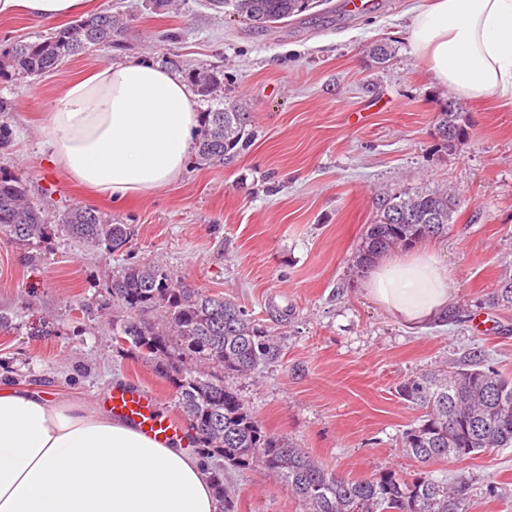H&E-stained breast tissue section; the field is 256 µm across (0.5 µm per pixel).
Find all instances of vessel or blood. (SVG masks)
I'll return each instance as SVG.
<instances>
[{
  "label": "vessel or blood",
  "mask_w": 512,
  "mask_h": 512,
  "mask_svg": "<svg viewBox=\"0 0 512 512\" xmlns=\"http://www.w3.org/2000/svg\"><path fill=\"white\" fill-rule=\"evenodd\" d=\"M113 415L135 425L145 434L161 441L180 436L182 424L162 415L152 394L133 388H116L108 397Z\"/></svg>",
  "instance_id": "vessel-or-blood-1"
}]
</instances>
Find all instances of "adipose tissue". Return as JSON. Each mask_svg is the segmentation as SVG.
<instances>
[{
  "instance_id": "adipose-tissue-1",
  "label": "adipose tissue",
  "mask_w": 512,
  "mask_h": 512,
  "mask_svg": "<svg viewBox=\"0 0 512 512\" xmlns=\"http://www.w3.org/2000/svg\"><path fill=\"white\" fill-rule=\"evenodd\" d=\"M87 0H0V16L41 25ZM406 28L432 80L472 100L512 102V0H418ZM196 95L177 72L110 62L71 80L37 129L51 165L121 201L176 182L194 154ZM367 296L412 327L443 315L448 267L431 249L392 257ZM0 512H219L209 465L183 441L163 442L80 399L63 400L0 374Z\"/></svg>"
}]
</instances>
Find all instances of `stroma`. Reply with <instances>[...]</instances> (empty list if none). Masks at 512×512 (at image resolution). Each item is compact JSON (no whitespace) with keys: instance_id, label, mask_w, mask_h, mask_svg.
<instances>
[{"instance_id":"35a3bbf8","label":"stroma","mask_w":512,"mask_h":512,"mask_svg":"<svg viewBox=\"0 0 512 512\" xmlns=\"http://www.w3.org/2000/svg\"><path fill=\"white\" fill-rule=\"evenodd\" d=\"M410 0L345 15L339 0L267 30L206 0L152 12L145 0H91V12L122 14L114 45L56 71L0 78V170L23 177L32 200L54 214L90 205L131 225L122 250L84 252L60 238L20 247L0 238V370L23 385L94 401L113 377L153 394L180 418L174 390L151 364L108 340L106 276L126 263L166 269L174 280L230 296L284 336L282 355L232 385L262 425L288 436L333 473L360 478L416 470L401 434L418 413L396 388L463 363L481 349L512 375V310L487 297L512 266V106L468 102L432 83L406 40ZM384 40L391 59L375 63ZM152 61L179 74L224 72L225 103L249 112L253 138L232 160L190 164L155 194L126 202L95 197L48 164L35 130L71 79L115 61ZM454 104L467 126L447 146L436 122ZM365 114L352 124L350 112ZM447 190L460 205L447 237L429 240L448 266L459 322L411 330L365 293L351 259L375 215V195ZM437 475L472 484L467 512H512V448L437 463ZM500 483L498 498L485 495ZM237 512H302L287 486L260 468L225 470Z\"/></svg>"}]
</instances>
